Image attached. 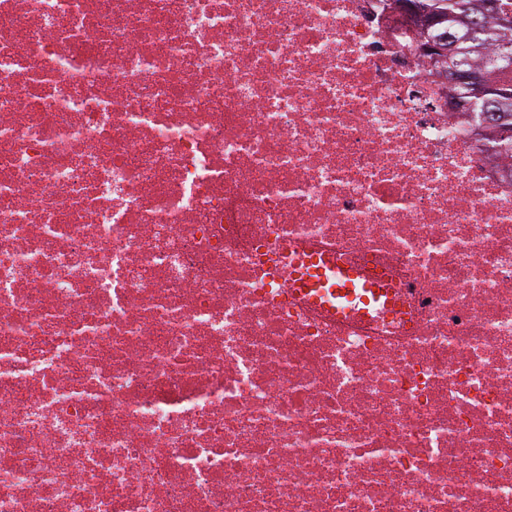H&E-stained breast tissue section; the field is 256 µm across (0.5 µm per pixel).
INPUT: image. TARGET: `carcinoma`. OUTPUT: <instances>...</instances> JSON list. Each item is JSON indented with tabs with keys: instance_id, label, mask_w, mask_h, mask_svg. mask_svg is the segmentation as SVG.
I'll return each instance as SVG.
<instances>
[{
	"instance_id": "cac0c4a2",
	"label": "carcinoma",
	"mask_w": 512,
	"mask_h": 512,
	"mask_svg": "<svg viewBox=\"0 0 512 512\" xmlns=\"http://www.w3.org/2000/svg\"><path fill=\"white\" fill-rule=\"evenodd\" d=\"M428 10L443 14L448 31V54L424 53L431 75L441 77L449 67L484 68L499 72L488 91L477 94L465 86H444L453 110L471 128L478 147L500 160L512 161V0H497L490 11L485 0H419Z\"/></svg>"
}]
</instances>
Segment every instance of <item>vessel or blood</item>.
Here are the masks:
<instances>
[{
  "mask_svg": "<svg viewBox=\"0 0 512 512\" xmlns=\"http://www.w3.org/2000/svg\"><path fill=\"white\" fill-rule=\"evenodd\" d=\"M284 277L290 292L335 311L340 318L348 314V304L355 300L368 310L389 303L388 295L377 284L359 280L353 271L317 255L292 262L286 266Z\"/></svg>",
  "mask_w": 512,
  "mask_h": 512,
  "instance_id": "vessel-or-blood-1",
  "label": "vessel or blood"
}]
</instances>
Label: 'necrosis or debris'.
Wrapping results in <instances>:
<instances>
[{"label": "necrosis or debris", "mask_w": 512, "mask_h": 512, "mask_svg": "<svg viewBox=\"0 0 512 512\" xmlns=\"http://www.w3.org/2000/svg\"><path fill=\"white\" fill-rule=\"evenodd\" d=\"M380 0H0V512H512V180ZM400 315L337 320L275 257ZM288 290L307 298L317 306L336 311L338 318L349 312L347 302L358 300L364 311L388 306L389 297L374 282L361 281L344 267H336L318 255L294 261L284 270Z\"/></svg>", "instance_id": "4bbe7bcc"}]
</instances>
